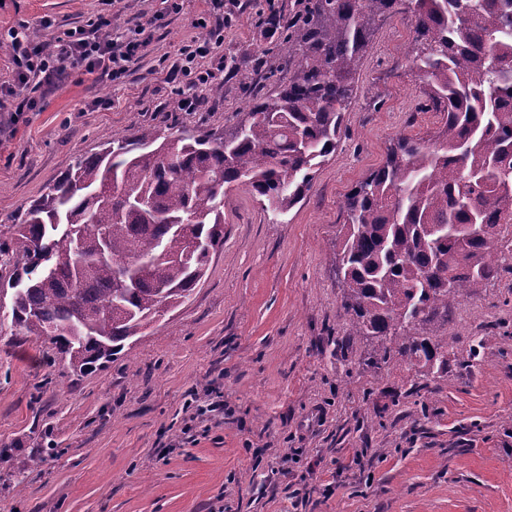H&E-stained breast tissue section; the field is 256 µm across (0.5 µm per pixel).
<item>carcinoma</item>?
Here are the masks:
<instances>
[{"instance_id":"cac0c4a2","label":"carcinoma","mask_w":512,"mask_h":512,"mask_svg":"<svg viewBox=\"0 0 512 512\" xmlns=\"http://www.w3.org/2000/svg\"><path fill=\"white\" fill-rule=\"evenodd\" d=\"M412 13L410 62L435 139L400 134L344 197L336 275L354 343L430 374L448 366V309L498 277L512 235V0H304L278 47L288 84L222 134L146 128L80 157L8 226L11 327L58 345L61 375L112 362L184 304L224 243V195L278 212L334 153L373 30ZM102 244L107 257L80 268Z\"/></svg>"}]
</instances>
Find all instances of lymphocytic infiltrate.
<instances>
[{"label":"lymphocytic infiltrate","mask_w":512,"mask_h":512,"mask_svg":"<svg viewBox=\"0 0 512 512\" xmlns=\"http://www.w3.org/2000/svg\"><path fill=\"white\" fill-rule=\"evenodd\" d=\"M200 37L181 49V61L174 71L182 86L179 108L195 111L203 93L224 70L220 50L224 44V0H207ZM112 18L98 16L89 28L78 27L52 41H34L27 34L10 31L17 79L0 91V111H33L42 96L60 87L74 69L93 78L118 80L138 61L149 44L143 24L112 36Z\"/></svg>","instance_id":"1"}]
</instances>
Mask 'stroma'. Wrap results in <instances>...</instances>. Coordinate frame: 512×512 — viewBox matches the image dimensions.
Returning a JSON list of instances; mask_svg holds the SVG:
<instances>
[{"instance_id": "obj_1", "label": "stroma", "mask_w": 512, "mask_h": 512, "mask_svg": "<svg viewBox=\"0 0 512 512\" xmlns=\"http://www.w3.org/2000/svg\"><path fill=\"white\" fill-rule=\"evenodd\" d=\"M221 95L177 106L168 77L204 0H120L113 32L164 19L122 79L75 72L0 126V233L82 156L141 127L220 132L287 83L285 31L266 0H225ZM100 0H0V32L49 41L104 12ZM414 18L370 37L344 133L302 201L224 198V243L191 300L95 372L59 377L46 338L0 319V512H512V267L459 300L436 335L448 367H367L348 340L331 241L341 203L390 139L440 126L407 52ZM222 402L195 417L194 408Z\"/></svg>"}]
</instances>
